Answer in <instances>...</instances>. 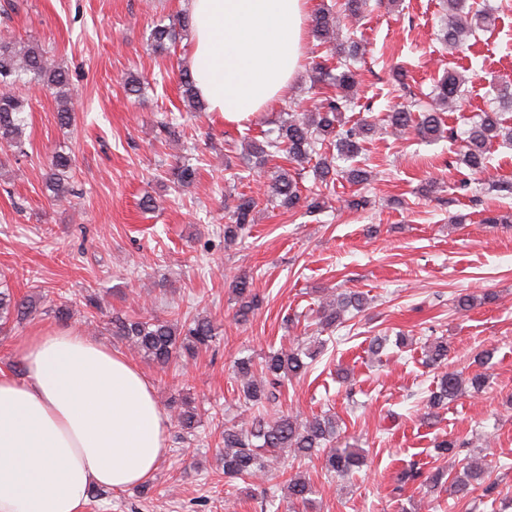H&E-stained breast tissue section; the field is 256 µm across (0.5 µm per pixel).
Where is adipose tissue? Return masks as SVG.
Here are the masks:
<instances>
[{
	"instance_id": "adipose-tissue-1",
	"label": "adipose tissue",
	"mask_w": 512,
	"mask_h": 512,
	"mask_svg": "<svg viewBox=\"0 0 512 512\" xmlns=\"http://www.w3.org/2000/svg\"><path fill=\"white\" fill-rule=\"evenodd\" d=\"M188 67L200 98L241 122L287 95L310 0H184ZM23 376L0 371V512H82L95 488L145 484L168 418L124 355L70 325L19 344Z\"/></svg>"
}]
</instances>
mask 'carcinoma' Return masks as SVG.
I'll return each mask as SVG.
<instances>
[{
    "label": "carcinoma",
    "mask_w": 512,
    "mask_h": 512,
    "mask_svg": "<svg viewBox=\"0 0 512 512\" xmlns=\"http://www.w3.org/2000/svg\"><path fill=\"white\" fill-rule=\"evenodd\" d=\"M367 0H341L338 9L321 7L312 19V35L318 45H329L336 56V67L321 61L312 67V82L325 83L334 88L335 94L326 97L313 110L301 117H291L284 122L276 137L268 136L249 141L247 161L257 166L265 165L284 154L291 162L312 166L315 190L302 195L298 178L283 168L271 171L267 182V197L279 206L293 210L302 205L309 212L320 211L325 206V191L342 178L353 185L366 183L370 172L358 164L357 158L364 151V143L374 132L375 125L364 118L346 126L342 113L352 109L358 95L356 64L363 55L362 44L355 33L342 34L343 21L358 20L364 16ZM188 14H181L175 23L159 22L153 26L149 40L155 52L165 54L176 46L180 32L189 26ZM492 26L491 14L485 9H473L470 0H448V23L443 30V40L448 46H462L477 30ZM467 77L456 70H449L435 85L432 100L434 107L418 114L409 108H399L390 113L391 127L396 131L416 128L424 138H437L443 133L442 112L461 95ZM20 84H37L54 91L57 101V121L68 127L73 120L68 70L54 63L38 45H17L0 38V145L17 153L24 152L23 131L28 124L29 103L16 94ZM179 85L187 102L198 103L195 82L187 70L180 72ZM495 105L476 114L465 132L460 162L473 174L487 168L490 144L499 138L512 140V128L503 126L501 114L512 110V82L502 81L495 89ZM329 143L336 149L333 163L319 153L318 146ZM72 158L66 151H57L49 163L46 188L57 202L70 200L73 189L69 182ZM258 198L246 193L233 195L229 221L224 224V245L229 247L242 239L254 223ZM232 291L237 300L235 318L245 322L257 307V294L253 279L242 274L233 281ZM368 305L365 296L358 292H345L336 302L324 304L318 310V324L324 330L338 327L349 310L363 312ZM39 313L37 301L16 298L8 286L0 289V329L20 325ZM112 335L120 337L143 357L160 367L168 366L180 357H194L209 349L217 339L214 325L205 317L168 319L154 315L130 316L117 314L111 318ZM325 341L313 345L298 344L291 348H269L260 362L248 355L234 362V378L238 385V401L248 409L259 408L277 399L278 388L284 380L305 376L312 362L324 350ZM448 359V340L436 337L426 345V364L441 366ZM487 385V378L475 373L468 378L454 372H444L430 393L429 407L441 408L466 393H480ZM172 408L181 430L192 434L198 428L196 407L187 395L177 399ZM339 424L336 417L322 413L302 418L286 413L272 419L253 415L249 422L224 426V477L234 482L253 481L265 472L269 457L293 452L298 457L311 459L320 456L322 468L329 474H350L366 464L360 448H338L336 439ZM488 471L476 458H466L462 469L456 473L436 470L425 473L412 465L400 474V484L420 482L434 489H445L464 500L476 490L491 493L493 486L486 483ZM288 499L303 508L311 505L312 485L301 477H291L287 484Z\"/></svg>",
    "instance_id": "cac0c4a2"
}]
</instances>
